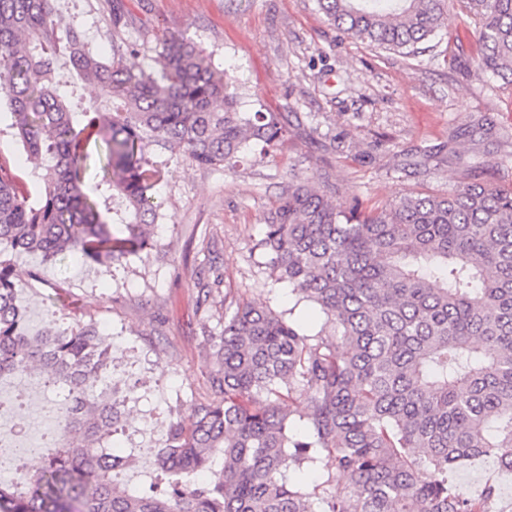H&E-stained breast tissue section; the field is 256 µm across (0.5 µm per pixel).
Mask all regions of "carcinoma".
<instances>
[{"label":"carcinoma","instance_id":"carcinoma-1","mask_svg":"<svg viewBox=\"0 0 512 512\" xmlns=\"http://www.w3.org/2000/svg\"><path fill=\"white\" fill-rule=\"evenodd\" d=\"M481 16L478 68L512 83V0H459ZM445 0H318L340 36L405 56L442 26ZM95 51L57 0H0V106L42 170L30 192L0 162V377L34 369L69 388L61 443L39 473L0 483V512H492L498 488L459 496L448 472L480 458L512 471V189L473 183L338 207L293 177L257 246L270 276L324 316L310 334L250 303L225 309L212 388L190 424L170 423L152 465L169 477L133 491L105 447L119 418L99 388L112 351L93 322L26 334L14 253L97 265L151 247L169 160L233 168L268 158L288 133L276 112H243L234 77L182 33L145 44L109 20ZM64 62L94 97L60 93ZM302 402L288 412L283 403ZM332 469L326 495L290 470Z\"/></svg>","mask_w":512,"mask_h":512}]
</instances>
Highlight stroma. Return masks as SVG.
I'll return each mask as SVG.
<instances>
[{
  "label": "stroma",
  "instance_id": "1",
  "mask_svg": "<svg viewBox=\"0 0 512 512\" xmlns=\"http://www.w3.org/2000/svg\"><path fill=\"white\" fill-rule=\"evenodd\" d=\"M58 7L105 52L102 16L111 9L133 35L186 33L235 77L244 109L288 119L272 157L232 171L172 161L158 187L162 217L151 250L108 267L72 255L15 260L31 333L91 320L111 345L102 384L125 402L109 445L138 463L125 484L146 488L155 475L144 460L163 447L169 421H189L212 395L207 335L221 330L225 308L251 302L281 314L294 304L257 246L290 174L326 178L344 209L483 181L512 188V84L477 68V28L458 0H449L442 29L413 59L339 40L317 0H58ZM451 150L461 162L423 160ZM0 160L35 188L41 171L27 162L3 108ZM204 284L212 296L202 305ZM0 401L14 408L12 425L24 428L60 406L64 392L26 377L0 382ZM450 480L463 497L499 485L494 512H512V473L492 460H476Z\"/></svg>",
  "mask_w": 512,
  "mask_h": 512
}]
</instances>
